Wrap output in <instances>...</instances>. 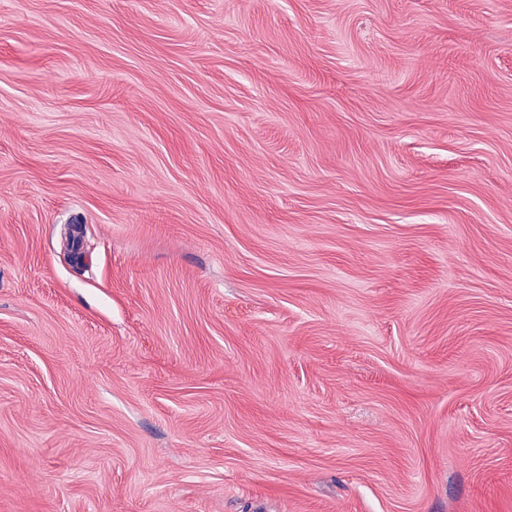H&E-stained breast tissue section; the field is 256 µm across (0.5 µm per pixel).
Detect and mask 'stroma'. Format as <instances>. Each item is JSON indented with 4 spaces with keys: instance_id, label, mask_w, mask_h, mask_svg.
Segmentation results:
<instances>
[{
    "instance_id": "35a3bbf8",
    "label": "stroma",
    "mask_w": 512,
    "mask_h": 512,
    "mask_svg": "<svg viewBox=\"0 0 512 512\" xmlns=\"http://www.w3.org/2000/svg\"><path fill=\"white\" fill-rule=\"evenodd\" d=\"M0 512H512V0H0Z\"/></svg>"
}]
</instances>
